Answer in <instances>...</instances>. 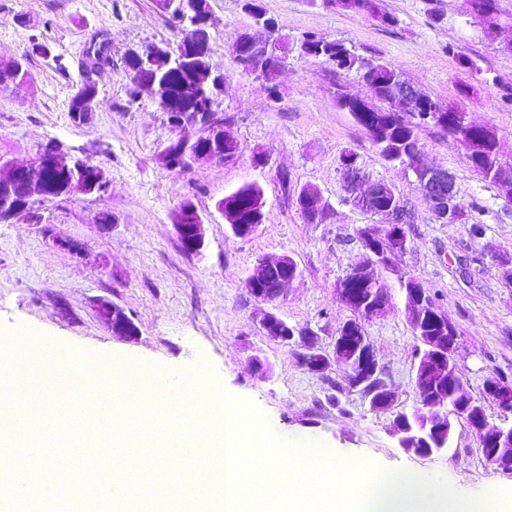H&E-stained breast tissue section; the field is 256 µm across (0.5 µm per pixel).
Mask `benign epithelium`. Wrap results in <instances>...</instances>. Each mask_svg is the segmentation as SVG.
<instances>
[{"instance_id":"obj_1","label":"benign epithelium","mask_w":512,"mask_h":512,"mask_svg":"<svg viewBox=\"0 0 512 512\" xmlns=\"http://www.w3.org/2000/svg\"><path fill=\"white\" fill-rule=\"evenodd\" d=\"M163 10L169 14L179 15L191 20L189 37L176 46L165 50L162 55L174 59L188 67L196 58L198 50L209 45L208 26L209 14L204 12L205 0H159ZM257 26L268 34L264 40H258L248 32L238 34L232 44L234 59L250 74L261 76L266 68V56L251 55L250 46H262L272 43L271 31L273 25L269 21L259 22ZM0 71L17 78L27 77L23 72L21 58L18 56L0 58ZM346 102L358 112L374 114L373 124L383 125L391 121L389 114L400 111L405 104H412L416 109L427 107L426 101L419 98V91L402 80L398 83L395 95L388 100L383 108H373V103L364 98H348ZM212 115L208 112L196 114L176 113L171 118L175 131H180L187 125L198 128L199 135L191 139H182L183 144L190 148L183 161L189 165L209 163L221 160L230 162L238 154L239 145L224 130V125L211 124ZM72 158L51 146L40 149L38 161L33 166L18 165L0 160V185L20 184L33 200H42L45 188L44 176L50 168L66 167ZM344 168L350 175L348 189L349 201L358 210L385 216L392 224L404 223V213L400 203L391 200L380 210L374 209V203L384 194L391 192V186L385 182H374L368 189L361 190L359 183L362 175L359 168L351 162L344 163ZM417 188L429 204L435 220L440 224L456 223L455 200L458 187L455 179L448 171L438 168H424L417 178ZM301 207L307 212L321 213L325 202L320 192L298 194ZM218 208L237 237L246 235V227L239 223V210L234 206ZM176 231L183 248L190 252H198L204 244V224L197 220L195 224H178ZM371 259L364 265L358 266L347 273L336 284V299L355 313V318L346 322L337 334L332 349L327 351L317 345L316 333L291 328L288 323L272 312H266L258 320L262 333L272 340L303 350L308 371L323 374L333 367L342 371L347 377H356L357 385L363 388L362 396L368 402L370 410L383 413L395 405V391L391 380L380 365L377 354L366 334L364 322L380 316L387 306V296L383 293L381 281L376 269L394 265L396 259L408 247V238L399 232L394 235L389 244L383 248L378 245L364 244ZM299 268L294 273H288V257L265 258L260 260L251 270L246 279V288L252 295L265 302H271L285 297L299 279ZM269 281L273 288L269 294L262 293L257 283ZM406 300L413 309L414 323L419 324L423 319L435 322L445 332L443 336H435L430 342H423L424 349L419 359L415 374L417 386L430 391L437 386L448 367V350L452 348L455 337L446 335L448 325L439 316L427 309L426 293L422 288H412L406 294ZM95 308L100 317L112 330V335L130 340L138 335V329L125 311L107 299H99ZM485 392L500 409L508 416L512 414V384L492 380L485 385ZM456 412L448 409V398H429L426 405V420L423 426L413 429L405 424H398L394 430L398 436L399 447L408 454L419 457L430 456L448 450V419ZM473 431L479 446L495 449L488 457V462L498 468L512 472V429L505 426L493 425L489 421H474Z\"/></svg>"}]
</instances>
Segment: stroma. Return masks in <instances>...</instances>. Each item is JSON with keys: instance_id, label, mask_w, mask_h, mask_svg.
<instances>
[{"instance_id": "stroma-1", "label": "stroma", "mask_w": 512, "mask_h": 512, "mask_svg": "<svg viewBox=\"0 0 512 512\" xmlns=\"http://www.w3.org/2000/svg\"><path fill=\"white\" fill-rule=\"evenodd\" d=\"M262 2L291 38L312 33L342 42L396 69L420 92L463 108L495 130L504 156L512 158V50L504 46L512 40V0H500L503 29L495 37L474 24L465 0H376L375 16L323 0ZM209 5L210 61L224 73L214 109L224 115L239 154L230 162L171 171L161 157L177 133L155 102L131 99L124 76L129 49L171 47L180 37L156 0H0V57L37 42L51 49L31 58V79L21 89L0 90V158L29 165L41 145L56 140L100 167L109 181L102 196L39 204V222L0 223V335L27 329L77 353L152 364L176 380L203 369L290 442L319 439L339 456L380 470L442 479L465 498L495 486L512 503V472L485 459L464 420H455L448 451L429 457L399 448L392 425L394 413L419 406L415 372L422 350L400 275L416 278L454 325V359L473 396H481L487 380L512 383V281L490 255L494 247L512 252V189L483 181L455 140L422 128L423 162L454 176L460 204L484 233L474 237L468 225L437 223L413 175L384 160L340 108V97H371L364 80L293 53L277 78V96H270L268 81L246 73L232 54L236 34L254 25L243 0ZM385 14L395 25L382 22ZM100 36L108 40L112 63L95 77L100 108L79 125L67 105L82 77L84 51ZM463 57L470 67L460 65ZM346 151L356 154L366 179L390 184L407 212L409 247L395 269L379 271L386 311L365 324L395 390L390 414L372 412L339 370L309 373L297 350L258 327L270 311L313 329L327 349L353 319L334 288L365 261L359 236L372 218L348 201L349 176L341 164ZM246 183L263 190L264 222L239 238L218 204ZM306 187L324 199L322 221L309 222L296 206ZM187 201L205 228L204 246L193 255L175 229ZM105 213L112 218L106 227L99 221ZM61 239L78 241L81 253L58 247ZM283 255L297 263L299 280L285 298L256 299L245 287L250 271L261 259ZM99 298L125 310L139 329L135 339L112 335L93 307Z\"/></svg>"}]
</instances>
